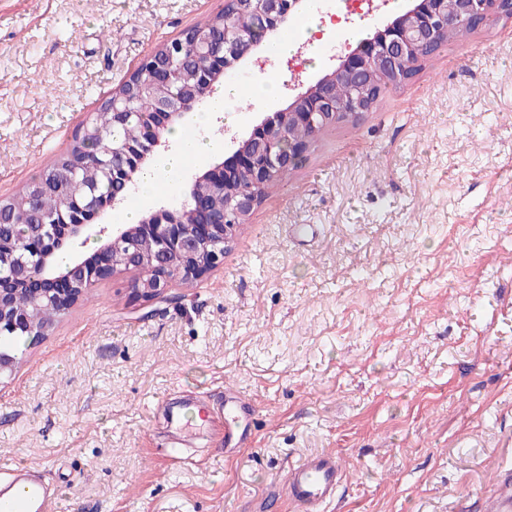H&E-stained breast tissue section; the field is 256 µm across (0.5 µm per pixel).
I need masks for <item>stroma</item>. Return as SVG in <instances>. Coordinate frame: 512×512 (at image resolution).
Wrapping results in <instances>:
<instances>
[{"instance_id":"stroma-1","label":"stroma","mask_w":512,"mask_h":512,"mask_svg":"<svg viewBox=\"0 0 512 512\" xmlns=\"http://www.w3.org/2000/svg\"><path fill=\"white\" fill-rule=\"evenodd\" d=\"M224 0H0V199L66 153L142 60ZM271 108L211 119L248 131ZM100 281L0 379V482L59 512H252L304 455L347 472L325 512H487L512 467V20L441 45L321 132L224 263L148 300ZM257 412L182 424L225 386ZM214 416L224 419V453L237 452L252 443L249 429L255 409L251 401L233 387L225 386L224 403L212 409ZM231 446V447H228Z\"/></svg>"}]
</instances>
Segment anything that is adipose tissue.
Segmentation results:
<instances>
[{
    "mask_svg": "<svg viewBox=\"0 0 512 512\" xmlns=\"http://www.w3.org/2000/svg\"><path fill=\"white\" fill-rule=\"evenodd\" d=\"M278 81L276 78L259 75L246 85L235 82L225 83L223 89L215 93L202 112L197 113L193 122L204 125L209 116L217 112H231L243 101L252 99L254 103L274 106L279 97ZM170 139L179 145L177 152L164 154L157 158L152 169L141 176L139 180L140 192L136 205L126 209L121 219L124 223H136L142 206L151 202L158 195L170 191L179 171L190 161L203 159L207 154L216 150L214 142L199 137H187L182 127H175L169 134Z\"/></svg>",
    "mask_w": 512,
    "mask_h": 512,
    "instance_id": "adipose-tissue-1",
    "label": "adipose tissue"
}]
</instances>
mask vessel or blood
<instances>
[{
    "instance_id": "1",
    "label": "vessel or blood",
    "mask_w": 512,
    "mask_h": 512,
    "mask_svg": "<svg viewBox=\"0 0 512 512\" xmlns=\"http://www.w3.org/2000/svg\"><path fill=\"white\" fill-rule=\"evenodd\" d=\"M212 413L224 421L225 445L236 450L251 444L255 409L238 390L225 387L224 401ZM345 478L336 454L313 452L289 467L282 491L299 512H322L324 505L335 499ZM56 502L36 478L0 486V512H54ZM493 508L495 512H512V468L498 475Z\"/></svg>"
}]
</instances>
